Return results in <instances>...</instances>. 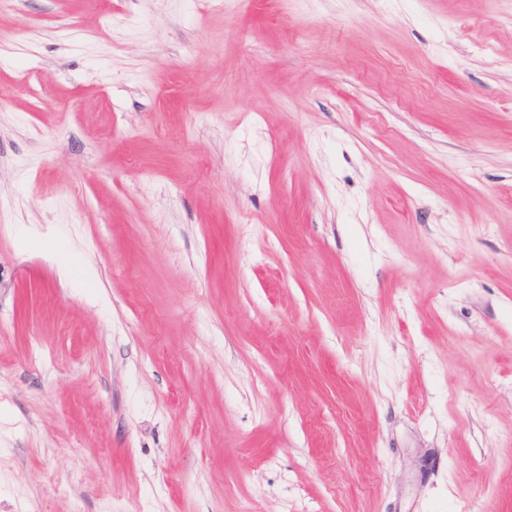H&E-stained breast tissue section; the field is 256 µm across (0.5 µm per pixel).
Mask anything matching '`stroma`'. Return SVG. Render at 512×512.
I'll return each mask as SVG.
<instances>
[{
  "label": "stroma",
  "instance_id": "1",
  "mask_svg": "<svg viewBox=\"0 0 512 512\" xmlns=\"http://www.w3.org/2000/svg\"><path fill=\"white\" fill-rule=\"evenodd\" d=\"M0 512H512V0H0Z\"/></svg>",
  "mask_w": 512,
  "mask_h": 512
}]
</instances>
